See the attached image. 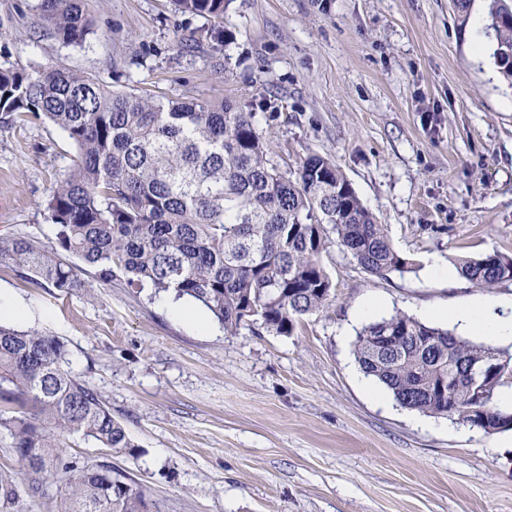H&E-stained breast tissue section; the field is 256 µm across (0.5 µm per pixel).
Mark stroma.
I'll return each mask as SVG.
<instances>
[{
    "label": "stroma",
    "mask_w": 512,
    "mask_h": 512,
    "mask_svg": "<svg viewBox=\"0 0 512 512\" xmlns=\"http://www.w3.org/2000/svg\"><path fill=\"white\" fill-rule=\"evenodd\" d=\"M39 0H0V67L55 64L137 93L231 99L258 112L278 163L334 160L414 271L375 276L338 248L322 262L328 306L293 335H226L167 314L165 294L122 279L58 295L10 263L0 293L16 329L58 338L69 371L95 387L134 452L79 436L65 455L104 458L141 483L157 512H512V430L488 435L401 407L357 371V307L381 315L493 297L429 257L512 255V84L493 56L485 0L460 21L454 0H232L225 52L179 53L204 25L171 0H88L80 44L44 35ZM68 137L41 117L0 123V235L55 238L46 202L72 168Z\"/></svg>",
    "instance_id": "1"
}]
</instances>
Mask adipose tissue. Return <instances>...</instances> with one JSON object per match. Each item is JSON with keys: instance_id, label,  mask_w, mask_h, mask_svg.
Here are the masks:
<instances>
[{"instance_id": "obj_1", "label": "adipose tissue", "mask_w": 512, "mask_h": 512, "mask_svg": "<svg viewBox=\"0 0 512 512\" xmlns=\"http://www.w3.org/2000/svg\"><path fill=\"white\" fill-rule=\"evenodd\" d=\"M501 307V301L483 299L461 307L437 308L430 315L451 321L462 331L487 336L493 342H512V316H503Z\"/></svg>"}]
</instances>
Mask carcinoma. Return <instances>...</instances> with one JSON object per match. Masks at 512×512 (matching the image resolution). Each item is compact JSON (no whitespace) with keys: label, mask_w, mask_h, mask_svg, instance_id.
<instances>
[{"label":"carcinoma","mask_w":512,"mask_h":512,"mask_svg":"<svg viewBox=\"0 0 512 512\" xmlns=\"http://www.w3.org/2000/svg\"><path fill=\"white\" fill-rule=\"evenodd\" d=\"M172 2L182 14L219 21L230 0ZM500 9V0H488L494 58L512 80V22L499 21ZM39 19L66 44L93 29L85 0H41ZM206 43L223 45V30L203 27L178 46L192 52ZM0 114L12 122L43 116L76 149L46 204L53 244L0 236V262L61 293L122 277L129 288L173 290L201 303L227 335L258 321L290 336L303 316L328 305L321 257L330 247L373 275L415 269L334 161L310 154L294 168L281 166L256 113L235 101L145 97L48 64L0 69ZM63 254L92 267L94 282ZM457 269L472 285L494 288L512 281V256L466 257ZM354 355L406 408L486 434L512 429V413L497 401L512 378V354L397 312L363 326ZM65 363L60 340L0 325V436L11 439L18 463L0 468V512H25L36 497L47 512H153L126 475H102L107 462L64 456V434L116 452L134 448L102 395Z\"/></svg>","instance_id":"1"}]
</instances>
